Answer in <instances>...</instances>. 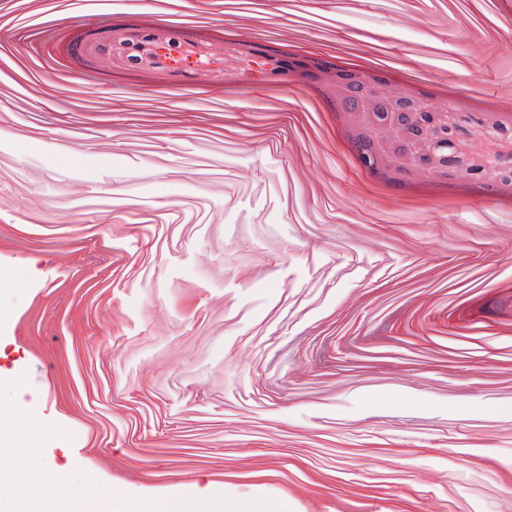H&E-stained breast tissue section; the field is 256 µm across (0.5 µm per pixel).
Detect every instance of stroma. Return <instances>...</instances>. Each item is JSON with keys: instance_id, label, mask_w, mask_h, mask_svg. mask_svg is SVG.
<instances>
[{"instance_id": "1", "label": "stroma", "mask_w": 512, "mask_h": 512, "mask_svg": "<svg viewBox=\"0 0 512 512\" xmlns=\"http://www.w3.org/2000/svg\"><path fill=\"white\" fill-rule=\"evenodd\" d=\"M129 0L119 21L334 52L512 88L491 0ZM0 83V372L62 429L47 470L118 500L189 486L289 512H512V205L374 194L315 95L163 88L23 57ZM42 195L39 214L19 197ZM64 205L110 224H58Z\"/></svg>"}]
</instances>
